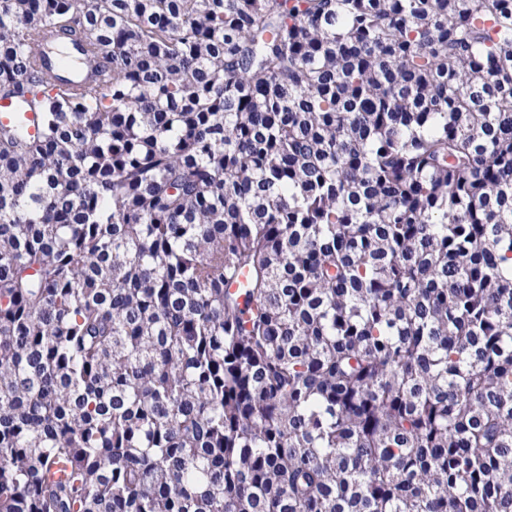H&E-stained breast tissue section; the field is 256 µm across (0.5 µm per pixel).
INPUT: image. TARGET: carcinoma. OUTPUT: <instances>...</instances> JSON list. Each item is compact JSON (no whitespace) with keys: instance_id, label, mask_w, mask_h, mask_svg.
I'll use <instances>...</instances> for the list:
<instances>
[{"instance_id":"1","label":"carcinoma","mask_w":512,"mask_h":512,"mask_svg":"<svg viewBox=\"0 0 512 512\" xmlns=\"http://www.w3.org/2000/svg\"><path fill=\"white\" fill-rule=\"evenodd\" d=\"M0 98V512H512V0H0ZM54 48L52 46L46 48L39 56V62L55 74L57 85L64 89H79L95 83L90 74L79 66H60ZM38 112L25 107L19 101L0 99V123L11 121L22 123L27 127L29 134L34 135L39 130Z\"/></svg>"}]
</instances>
